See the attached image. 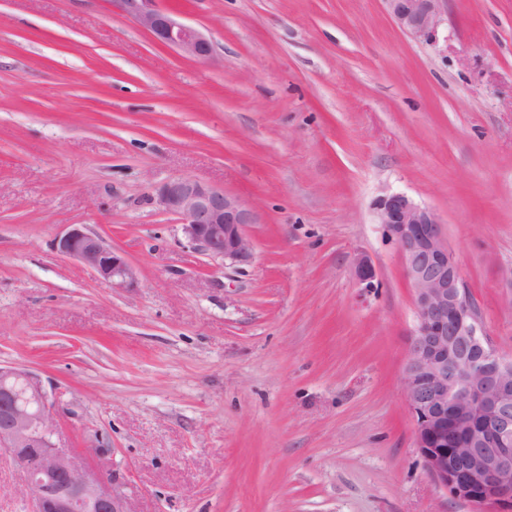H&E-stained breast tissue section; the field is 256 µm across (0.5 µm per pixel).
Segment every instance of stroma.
Wrapping results in <instances>:
<instances>
[{
  "label": "stroma",
  "instance_id": "obj_1",
  "mask_svg": "<svg viewBox=\"0 0 512 512\" xmlns=\"http://www.w3.org/2000/svg\"><path fill=\"white\" fill-rule=\"evenodd\" d=\"M156 5L212 54L111 0H0V363L40 375L57 445L131 512H471L415 446V296L374 203L437 214L512 355V0H444L427 42L383 0ZM177 177L254 211L249 264L187 248L159 202ZM71 224L137 287L61 256ZM22 487L0 457V512H30ZM123 13L154 39L181 51L185 56L204 59L212 52L211 41L198 29L173 13L155 6L156 0H113Z\"/></svg>",
  "mask_w": 512,
  "mask_h": 512
}]
</instances>
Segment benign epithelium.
<instances>
[{
	"instance_id": "benign-epithelium-1",
	"label": "benign epithelium",
	"mask_w": 512,
	"mask_h": 512,
	"mask_svg": "<svg viewBox=\"0 0 512 512\" xmlns=\"http://www.w3.org/2000/svg\"><path fill=\"white\" fill-rule=\"evenodd\" d=\"M154 39L190 58L204 59L211 41L156 0H113ZM395 25L415 40L433 38L443 0H383ZM162 206L180 216L186 246L211 259L245 265L253 245L245 227L253 211L238 197L189 177L164 183ZM386 235L399 247L415 293L403 388L413 416L416 447L438 484L475 512H512V357L486 335L449 248L438 216L403 193L376 202ZM55 248L117 288L138 284L135 266L84 224H70ZM358 281L375 278L363 258ZM53 402L31 370L0 365V455L23 474L32 512H130L111 489L112 477L95 473L78 454L57 447Z\"/></svg>"
}]
</instances>
